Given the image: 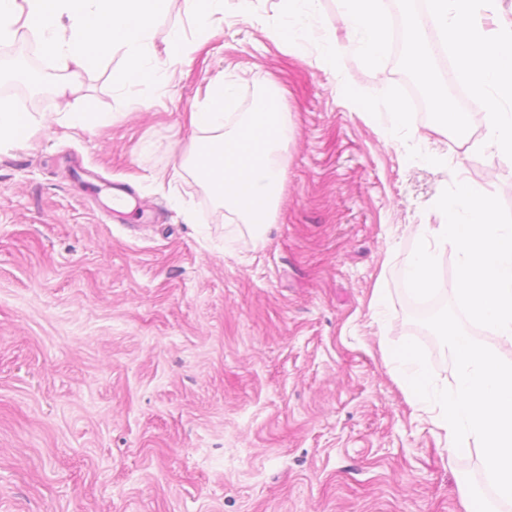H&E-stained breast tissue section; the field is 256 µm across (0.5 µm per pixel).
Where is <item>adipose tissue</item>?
Listing matches in <instances>:
<instances>
[{
	"instance_id": "obj_1",
	"label": "adipose tissue",
	"mask_w": 512,
	"mask_h": 512,
	"mask_svg": "<svg viewBox=\"0 0 512 512\" xmlns=\"http://www.w3.org/2000/svg\"><path fill=\"white\" fill-rule=\"evenodd\" d=\"M173 0H0V40L16 29L35 32L44 53L67 76L58 95L77 93L75 76L91 57L121 52L125 68L114 74L117 84L162 83L167 68L150 54L152 26ZM359 49L369 61L386 52V25L378 0H340ZM68 19L61 28L60 19ZM35 117L9 99H0V150L21 145Z\"/></svg>"
}]
</instances>
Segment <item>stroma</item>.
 Listing matches in <instances>:
<instances>
[{"instance_id": "1", "label": "stroma", "mask_w": 512, "mask_h": 512, "mask_svg": "<svg viewBox=\"0 0 512 512\" xmlns=\"http://www.w3.org/2000/svg\"><path fill=\"white\" fill-rule=\"evenodd\" d=\"M389 42L341 74L321 46L347 41L338 0H224L210 35L173 4L152 32L194 51L165 84L120 86L121 54L31 104L46 117L83 109L93 131L39 129L0 152V512H464L494 500L479 449L449 454L429 414L410 405L384 350L426 351L434 381L457 373L412 312L405 268L435 203L458 181L512 210V167L471 145V126L440 132L400 68L402 18L384 0ZM289 46L274 35L289 17ZM249 112L278 90L292 131L284 197L261 240L225 218L193 177L167 176L189 149L184 115L210 83ZM354 87L349 98L343 85ZM406 118L394 122L393 102ZM437 151L445 162L430 163ZM126 184L134 208L109 221L67 161ZM382 291L385 306L369 302Z\"/></svg>"}]
</instances>
